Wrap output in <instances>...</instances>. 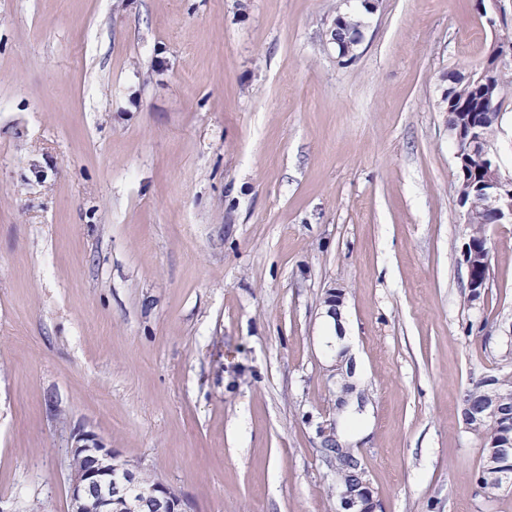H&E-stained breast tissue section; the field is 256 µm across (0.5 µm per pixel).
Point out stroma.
I'll list each match as a JSON object with an SVG mask.
<instances>
[{
    "mask_svg": "<svg viewBox=\"0 0 512 512\" xmlns=\"http://www.w3.org/2000/svg\"><path fill=\"white\" fill-rule=\"evenodd\" d=\"M376 4L0 0V512H70L83 429L195 512H343L332 422L375 512H512L460 400L512 371V224L469 302L437 109L494 36L477 0ZM360 26L359 20H355L345 13H336L330 29L331 37L336 40V48L340 58H347V61H349L354 57V53L359 45L356 34H360Z\"/></svg>",
    "mask_w": 512,
    "mask_h": 512,
    "instance_id": "stroma-1",
    "label": "stroma"
}]
</instances>
